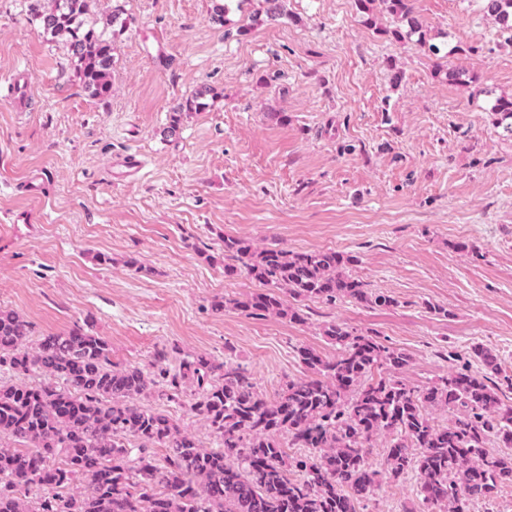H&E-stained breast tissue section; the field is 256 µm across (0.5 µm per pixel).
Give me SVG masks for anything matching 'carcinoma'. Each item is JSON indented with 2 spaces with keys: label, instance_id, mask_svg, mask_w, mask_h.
I'll use <instances>...</instances> for the list:
<instances>
[{
  "label": "carcinoma",
  "instance_id": "1",
  "mask_svg": "<svg viewBox=\"0 0 512 512\" xmlns=\"http://www.w3.org/2000/svg\"><path fill=\"white\" fill-rule=\"evenodd\" d=\"M256 24L284 16L283 0H260ZM404 22L408 30H383L416 38L424 53L446 59L475 47H448L428 36L413 16L412 0H356ZM484 16L512 42V0H480ZM28 11L44 36L63 43L90 96L112 95L114 24L127 26L121 5L88 19L90 0H29ZM211 92L199 86L174 106L163 135L179 137L186 112L205 107ZM497 126L512 136V97L490 107ZM224 273L241 271L263 285L226 305L253 317L293 322L303 311L286 303L338 299L389 308L394 298L373 292L349 271L352 259L333 250H257L224 237ZM324 335L336 353L307 348L297 357L308 372L289 379L275 395L260 393L244 368L226 359L186 355L168 363L155 350L146 367L112 362L108 342L81 326L31 344L32 325L0 307V512H359L380 487L367 464L371 441L391 436L387 474L416 473L413 512H467L474 499H491L512 487V404L487 376L458 373L415 388L377 369L399 371L407 356L372 336H355L330 323ZM40 373L47 381L24 378ZM187 407L213 438L208 447L164 410L142 399ZM456 416L437 424L429 411ZM295 452H289V449Z\"/></svg>",
  "mask_w": 512,
  "mask_h": 512
}]
</instances>
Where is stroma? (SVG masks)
<instances>
[{
    "instance_id": "35a3bbf8",
    "label": "stroma",
    "mask_w": 512,
    "mask_h": 512,
    "mask_svg": "<svg viewBox=\"0 0 512 512\" xmlns=\"http://www.w3.org/2000/svg\"><path fill=\"white\" fill-rule=\"evenodd\" d=\"M121 2L131 23L100 100L26 0H0V306L39 335L89 328L123 365L163 346L229 357L270 396L304 375L297 347L334 354L333 322L407 354L412 386L477 372L480 345L512 390V137L489 110L512 96V43L476 0H413L430 35L463 48L439 62L355 0H285L284 18L255 26L257 0H229L222 24L212 0ZM201 84L205 108L164 139L171 107ZM127 154L139 174L114 167ZM34 169L48 177L37 200L19 190ZM22 210L35 223H11ZM228 236L350 256L395 304L305 300L302 323L214 311L259 287L225 276ZM415 482L382 480L361 512H407Z\"/></svg>"
}]
</instances>
